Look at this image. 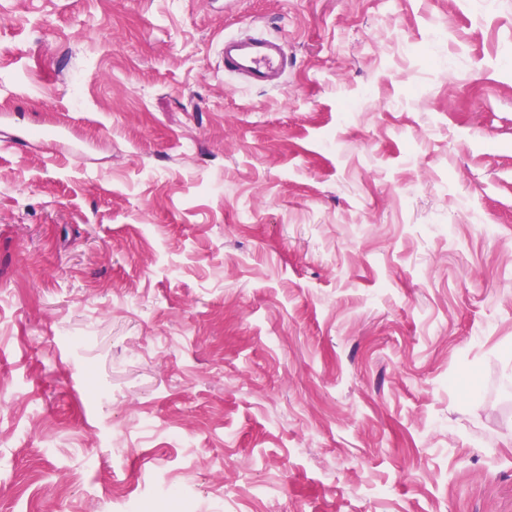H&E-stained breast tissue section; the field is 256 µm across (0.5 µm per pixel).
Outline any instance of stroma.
<instances>
[{
  "mask_svg": "<svg viewBox=\"0 0 512 512\" xmlns=\"http://www.w3.org/2000/svg\"><path fill=\"white\" fill-rule=\"evenodd\" d=\"M127 496L512 512V0H0V512ZM224 71L242 74L257 87L281 86L288 55L285 44L277 39L252 38L238 40L234 36L224 38Z\"/></svg>",
  "mask_w": 512,
  "mask_h": 512,
  "instance_id": "obj_1",
  "label": "stroma"
}]
</instances>
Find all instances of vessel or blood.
<instances>
[{"mask_svg":"<svg viewBox=\"0 0 512 512\" xmlns=\"http://www.w3.org/2000/svg\"><path fill=\"white\" fill-rule=\"evenodd\" d=\"M287 62L286 47L279 40H240L232 36L224 40L225 72L245 75L254 86L279 88Z\"/></svg>","mask_w":512,"mask_h":512,"instance_id":"obj_1","label":"vessel or blood"}]
</instances>
